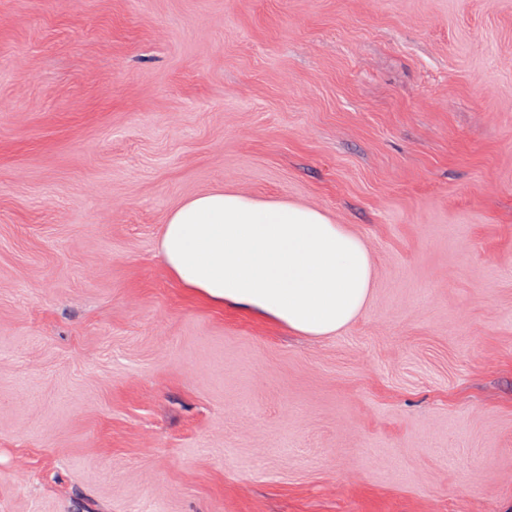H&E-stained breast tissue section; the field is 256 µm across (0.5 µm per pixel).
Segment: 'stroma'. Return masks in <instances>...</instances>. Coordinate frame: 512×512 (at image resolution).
I'll return each mask as SVG.
<instances>
[{"mask_svg": "<svg viewBox=\"0 0 512 512\" xmlns=\"http://www.w3.org/2000/svg\"><path fill=\"white\" fill-rule=\"evenodd\" d=\"M217 188L361 237V316L172 281ZM0 512H512V0H0Z\"/></svg>", "mask_w": 512, "mask_h": 512, "instance_id": "1", "label": "stroma"}]
</instances>
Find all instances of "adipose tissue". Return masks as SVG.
<instances>
[{"instance_id":"1","label":"adipose tissue","mask_w":512,"mask_h":512,"mask_svg":"<svg viewBox=\"0 0 512 512\" xmlns=\"http://www.w3.org/2000/svg\"><path fill=\"white\" fill-rule=\"evenodd\" d=\"M158 252L191 296L302 336L338 334L368 304V245L321 210L215 189L168 215Z\"/></svg>"}]
</instances>
